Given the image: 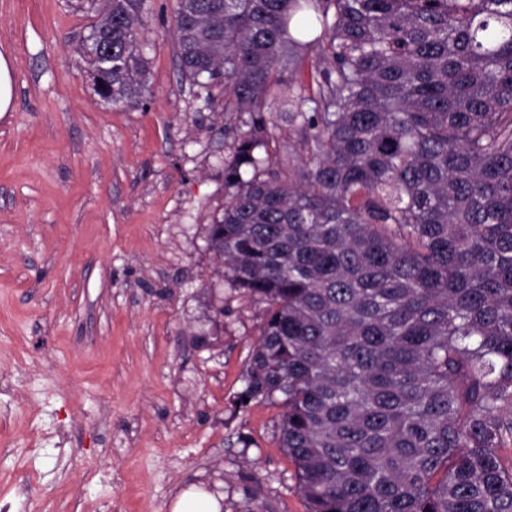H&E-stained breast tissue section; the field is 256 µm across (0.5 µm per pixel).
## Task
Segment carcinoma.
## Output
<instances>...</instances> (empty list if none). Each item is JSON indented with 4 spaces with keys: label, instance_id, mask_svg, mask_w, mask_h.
Returning <instances> with one entry per match:
<instances>
[{
    "label": "carcinoma",
    "instance_id": "1",
    "mask_svg": "<svg viewBox=\"0 0 512 512\" xmlns=\"http://www.w3.org/2000/svg\"><path fill=\"white\" fill-rule=\"evenodd\" d=\"M98 2L82 56L127 103L146 0ZM174 29L247 116L209 241L266 304L239 399L282 407L308 512H512V0H176Z\"/></svg>",
    "mask_w": 512,
    "mask_h": 512
}]
</instances>
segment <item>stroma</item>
<instances>
[{"label":"stroma","mask_w":512,"mask_h":512,"mask_svg":"<svg viewBox=\"0 0 512 512\" xmlns=\"http://www.w3.org/2000/svg\"><path fill=\"white\" fill-rule=\"evenodd\" d=\"M143 98L95 92L79 0H0V512H307L280 405L241 404L265 306L208 226L237 113L183 80L175 0H147ZM14 91L10 61L3 52H0V117L10 112ZM217 498L204 492L184 491L175 501L173 512H221Z\"/></svg>","instance_id":"1"}]
</instances>
